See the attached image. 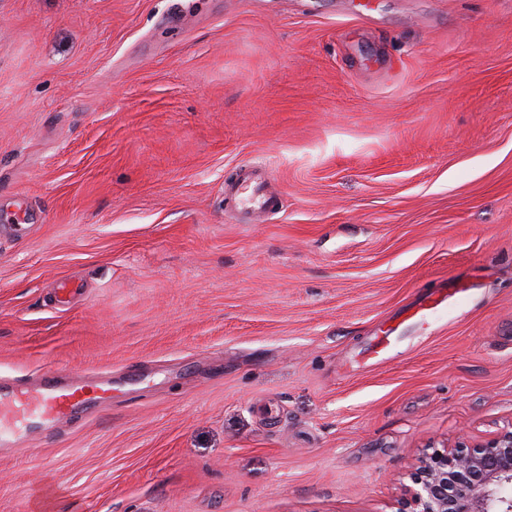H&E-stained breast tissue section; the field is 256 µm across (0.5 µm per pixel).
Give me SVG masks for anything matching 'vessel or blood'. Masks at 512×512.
<instances>
[{
	"label": "vessel or blood",
	"instance_id": "vessel-or-blood-1",
	"mask_svg": "<svg viewBox=\"0 0 512 512\" xmlns=\"http://www.w3.org/2000/svg\"><path fill=\"white\" fill-rule=\"evenodd\" d=\"M263 175L254 169L244 170L240 178L227 185L225 193L239 206L247 222L255 223L271 208V196L261 188ZM474 298V289L463 285L451 290L437 289L425 297L412 312L415 322L434 326L447 325L449 317L466 307ZM393 342L392 330L374 337L366 357L374 363L384 362ZM112 389L109 379H79L61 381L58 375L45 372L36 388L16 385L0 394V438L14 430L39 424L40 435L50 438L60 435L74 417L75 410L95 412Z\"/></svg>",
	"mask_w": 512,
	"mask_h": 512
}]
</instances>
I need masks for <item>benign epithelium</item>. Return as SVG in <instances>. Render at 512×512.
Here are the masks:
<instances>
[{"label": "benign epithelium", "mask_w": 512, "mask_h": 512, "mask_svg": "<svg viewBox=\"0 0 512 512\" xmlns=\"http://www.w3.org/2000/svg\"><path fill=\"white\" fill-rule=\"evenodd\" d=\"M397 512H512V423L421 460Z\"/></svg>", "instance_id": "obj_1"}]
</instances>
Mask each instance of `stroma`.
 Returning <instances> with one entry per match:
<instances>
[{"instance_id": "obj_1", "label": "stroma", "mask_w": 512, "mask_h": 512, "mask_svg": "<svg viewBox=\"0 0 512 512\" xmlns=\"http://www.w3.org/2000/svg\"><path fill=\"white\" fill-rule=\"evenodd\" d=\"M45 369L112 398L0 512H396L511 423L512 0H0V382ZM265 172L246 169L240 178L227 185L225 193L239 206L246 216V223H255L265 217L271 208V194L264 193L261 188ZM472 286L462 285L451 290L438 288L425 297L417 308L395 327H389L382 335L375 336L366 353V360L375 364L384 362L393 349L392 342L397 341L398 336H392L406 321L415 320L416 323L426 324L427 328L434 325L444 327L448 324V317L466 307L474 298Z\"/></svg>"}]
</instances>
